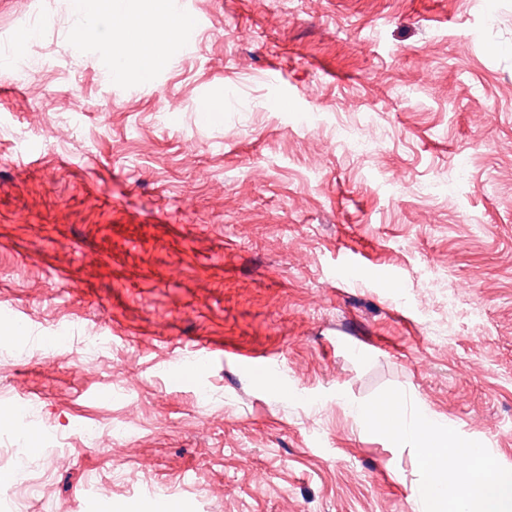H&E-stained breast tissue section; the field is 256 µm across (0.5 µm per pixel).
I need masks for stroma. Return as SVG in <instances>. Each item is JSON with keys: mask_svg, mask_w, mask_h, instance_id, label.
Instances as JSON below:
<instances>
[{"mask_svg": "<svg viewBox=\"0 0 512 512\" xmlns=\"http://www.w3.org/2000/svg\"><path fill=\"white\" fill-rule=\"evenodd\" d=\"M186 9L199 42L117 81L122 14L77 46L76 0H0L31 63L0 73V311L26 332L0 395L55 434L136 431L26 443L29 512H136L158 483L177 512H421L419 448L356 415L390 399L512 476V0ZM64 331L107 348L45 356ZM201 340L219 353L175 382Z\"/></svg>", "mask_w": 512, "mask_h": 512, "instance_id": "35a3bbf8", "label": "stroma"}]
</instances>
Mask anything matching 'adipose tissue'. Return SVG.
Here are the masks:
<instances>
[{
  "label": "adipose tissue",
  "mask_w": 512,
  "mask_h": 512,
  "mask_svg": "<svg viewBox=\"0 0 512 512\" xmlns=\"http://www.w3.org/2000/svg\"><path fill=\"white\" fill-rule=\"evenodd\" d=\"M125 23L142 26L148 34L136 41L121 37L114 53L123 60L135 57L143 75L152 71L158 52L179 45L189 31L187 19L162 10L126 16ZM401 411V404L395 402L376 411L359 410L358 415L379 432L415 442L425 454L447 442V424L424 412L405 424L400 420ZM427 468L432 477L418 488L420 498L428 505L427 512H512V479L502 476L492 464H485L479 476L432 461Z\"/></svg>",
  "instance_id": "obj_1"
}]
</instances>
